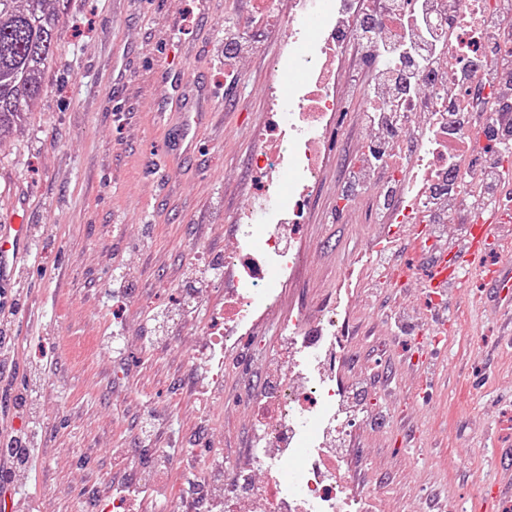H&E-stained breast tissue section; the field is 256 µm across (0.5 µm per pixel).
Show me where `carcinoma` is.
Instances as JSON below:
<instances>
[{"label": "carcinoma", "instance_id": "obj_1", "mask_svg": "<svg viewBox=\"0 0 512 512\" xmlns=\"http://www.w3.org/2000/svg\"><path fill=\"white\" fill-rule=\"evenodd\" d=\"M54 0H0V141L21 135L61 35Z\"/></svg>", "mask_w": 512, "mask_h": 512}]
</instances>
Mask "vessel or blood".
Here are the masks:
<instances>
[{"label":"vessel or blood","instance_id":"b4317fda","mask_svg":"<svg viewBox=\"0 0 512 512\" xmlns=\"http://www.w3.org/2000/svg\"><path fill=\"white\" fill-rule=\"evenodd\" d=\"M158 71L171 82L175 100H182L188 90L197 92V108L180 114L182 152L192 154L199 147L195 132L210 117L216 94L211 88L199 84L182 43L166 40L159 55ZM510 222V206L481 211L475 223L468 225L460 246L452 249L438 247L426 262L421 261L419 253L406 252L395 265V284L402 286L414 279H421L428 292L447 296L449 303L453 304L462 294L463 281L460 274L469 269L489 285L494 297H501L505 289L512 287V266L486 264L484 256L494 239L496 226ZM32 238L33 227L26 219L25 208H16L9 217L0 220V288L10 286L17 270L29 261Z\"/></svg>","mask_w":512,"mask_h":512}]
</instances>
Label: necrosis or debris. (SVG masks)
<instances>
[{
	"mask_svg": "<svg viewBox=\"0 0 512 512\" xmlns=\"http://www.w3.org/2000/svg\"><path fill=\"white\" fill-rule=\"evenodd\" d=\"M396 11L415 13L418 27L410 43L396 41L390 19L367 18L363 0H294L282 56L294 62L289 73V106L279 100L283 82L269 85L268 137L252 158L253 196L243 209L236 245L224 261L237 268L225 285L224 330L215 344L232 350L256 319L267 314L298 261L293 246L307 207V192L319 169L317 145L344 101L328 67L335 54L350 49L372 55L379 81L391 82L402 97L417 96L428 122L399 105L389 112L365 111L368 124L388 125L382 139L370 140L364 156L384 165L374 182V197L395 208V223L439 224V201L447 195L487 189L512 169L504 153H485L488 127L504 144L512 143V0H480L485 23L449 26L441 0H391ZM318 31L309 35L307 21ZM463 138L484 151L480 175H471L464 157L441 160L442 144ZM262 243H255V233ZM338 300L320 305L314 315H295L276 329L278 348L265 358L266 376L253 416L255 437L242 468L222 469L221 493L234 512L255 506L257 512H374L373 497L348 495L338 481L346 460L338 443L349 434L356 415L344 387L331 369L352 352L342 340ZM293 476H286V469Z\"/></svg>",
	"mask_w": 512,
	"mask_h": 512,
	"instance_id": "necrosis-or-debris-1",
	"label": "necrosis or debris"
}]
</instances>
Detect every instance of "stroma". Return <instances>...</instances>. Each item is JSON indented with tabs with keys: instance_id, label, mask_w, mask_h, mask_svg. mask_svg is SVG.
I'll return each mask as SVG.
<instances>
[{
	"instance_id": "35a3bbf8",
	"label": "stroma",
	"mask_w": 512,
	"mask_h": 512,
	"mask_svg": "<svg viewBox=\"0 0 512 512\" xmlns=\"http://www.w3.org/2000/svg\"><path fill=\"white\" fill-rule=\"evenodd\" d=\"M290 0H217L197 25L194 0H57L62 35L30 107L24 135L0 144V216L26 202L33 263L0 303L14 336L17 376L7 404L36 452L16 470L15 512H112V491L132 482L138 512H167L162 491L194 493L215 459L248 465V396L277 345L274 322L240 338L215 381L199 357L224 310V277L198 287L199 259L220 265L254 187L251 159L267 134V87L288 34ZM250 45L224 57V26L246 15ZM178 30L209 86L220 92L198 130L201 154H167L178 119L172 87L152 62ZM371 65L358 51L334 76L345 105L319 152L321 168L296 238L302 262L278 315L313 312L340 279L350 303L353 358L336 375L364 391L363 416L345 445L353 490L382 512H489L478 492L512 471V298L485 297L468 278L430 352L417 333L431 320L424 288L381 287L369 244L382 230L366 205L339 210L337 193L360 164ZM122 340V350L112 348ZM433 371L432 399L420 393ZM159 432L143 444L140 423Z\"/></svg>"
}]
</instances>
